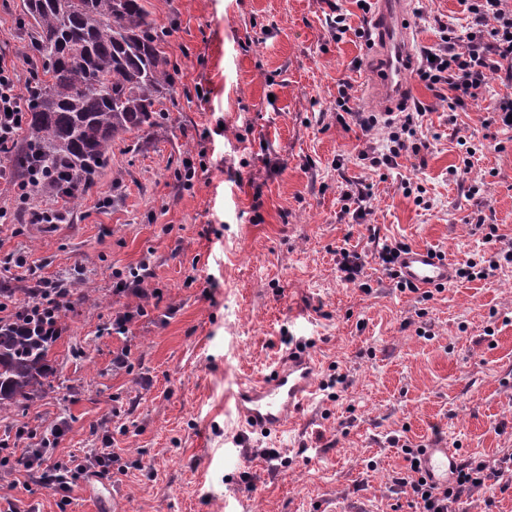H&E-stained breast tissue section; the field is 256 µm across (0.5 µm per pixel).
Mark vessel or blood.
<instances>
[{"instance_id": "obj_1", "label": "vessel or blood", "mask_w": 512, "mask_h": 512, "mask_svg": "<svg viewBox=\"0 0 512 512\" xmlns=\"http://www.w3.org/2000/svg\"><path fill=\"white\" fill-rule=\"evenodd\" d=\"M372 26L379 42L382 64V100L396 108L410 91L407 81L410 28L402 0H376ZM401 276L419 288L449 285L453 269L447 260L427 247H410L400 254ZM318 364L309 354L286 353L271 373L261 380L239 387L234 407L239 422L248 430L270 433L280 430L296 415L315 392ZM458 462L457 455L444 446L428 447L420 455V469L429 482L447 486Z\"/></svg>"}]
</instances>
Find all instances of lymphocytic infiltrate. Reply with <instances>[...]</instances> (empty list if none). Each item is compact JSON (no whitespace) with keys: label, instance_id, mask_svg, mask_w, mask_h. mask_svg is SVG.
I'll use <instances>...</instances> for the list:
<instances>
[{"label":"lymphocytic infiltrate","instance_id":"1","mask_svg":"<svg viewBox=\"0 0 512 512\" xmlns=\"http://www.w3.org/2000/svg\"><path fill=\"white\" fill-rule=\"evenodd\" d=\"M471 20L462 28L444 27V35L432 57L423 61L415 78L428 88L444 86L448 91L449 123H456L458 111L474 102H484L491 121L512 129V74L503 82V92L493 98L484 93L502 62H512V0H463ZM21 74L15 63L0 55V148L15 144L22 123L20 101ZM338 111L350 113L365 141L357 152L358 160L378 169L395 168L402 154L419 156L429 143L420 138V115L403 112L385 123L375 117L351 112L352 85H337ZM79 290V282L71 276L41 277L27 286L26 302L17 304L0 298V312L38 329L44 336H61L63 312ZM62 426H55L39 447L29 449L27 468L37 469L42 487L60 494V506L69 503L68 494L79 476L108 478L112 475V450L101 448L95 454L77 457L56 453L55 437L62 435ZM401 450L408 463L404 473L395 477L400 492L412 497L416 512H461L464 497L482 489L512 488V453H504L490 461L468 458L457 467L454 481L439 490L428 484L416 465L418 451L410 445Z\"/></svg>","mask_w":512,"mask_h":512}]
</instances>
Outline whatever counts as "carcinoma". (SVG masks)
<instances>
[{"instance_id":"carcinoma-1","label":"carcinoma","mask_w":512,"mask_h":512,"mask_svg":"<svg viewBox=\"0 0 512 512\" xmlns=\"http://www.w3.org/2000/svg\"><path fill=\"white\" fill-rule=\"evenodd\" d=\"M23 14L21 59L42 77L23 96L20 145L4 164L71 204L95 187L116 142L157 124L176 66L145 0H23ZM54 342L0 321V416L43 391Z\"/></svg>"}]
</instances>
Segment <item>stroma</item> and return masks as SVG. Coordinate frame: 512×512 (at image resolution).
<instances>
[{"mask_svg":"<svg viewBox=\"0 0 512 512\" xmlns=\"http://www.w3.org/2000/svg\"><path fill=\"white\" fill-rule=\"evenodd\" d=\"M179 69L175 94L148 132L117 142L99 182L65 224H0V271L15 299L33 278L81 274L92 298L66 309L44 391L0 417L18 464L0 494L19 512H414L393 478L402 445L439 440L458 458L512 452V264L456 279L432 299L400 292L378 243L427 246L453 266L512 246V131L485 125L482 104L448 122V103L412 82L406 111L424 114L423 159L358 165L359 127L336 120L337 82L352 106L377 111L379 57L359 29L335 40L326 0H149ZM414 56L440 41L438 21L467 24L460 0H408ZM474 146L471 179L454 180ZM197 172L191 185L179 174ZM372 184L370 212L343 211L342 179ZM423 190L430 209L403 193ZM111 204H104V197ZM497 227L486 241L474 226ZM361 253L370 292L341 280L340 250ZM149 262L158 305L123 335L108 332L135 296L113 275ZM321 384L345 373L339 397L316 389L277 434L251 433L231 402L296 347ZM124 367H116L117 354ZM64 423L61 455L110 446L108 479L74 484L71 502L36 484L20 460Z\"/></svg>","mask_w":512,"mask_h":512,"instance_id":"stroma-1","label":"stroma"}]
</instances>
